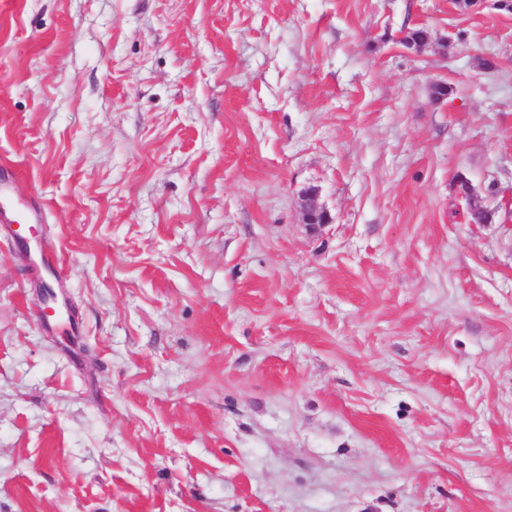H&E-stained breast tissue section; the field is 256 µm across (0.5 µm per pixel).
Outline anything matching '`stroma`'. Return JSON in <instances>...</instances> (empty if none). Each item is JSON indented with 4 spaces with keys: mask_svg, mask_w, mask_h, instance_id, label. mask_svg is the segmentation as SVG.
<instances>
[{
    "mask_svg": "<svg viewBox=\"0 0 512 512\" xmlns=\"http://www.w3.org/2000/svg\"><path fill=\"white\" fill-rule=\"evenodd\" d=\"M494 2L0 0V512H512ZM300 211L303 224H307L313 230H318L326 224H330V215L319 204L316 188H309L300 194Z\"/></svg>",
    "mask_w": 512,
    "mask_h": 512,
    "instance_id": "35a3bbf8",
    "label": "stroma"
}]
</instances>
